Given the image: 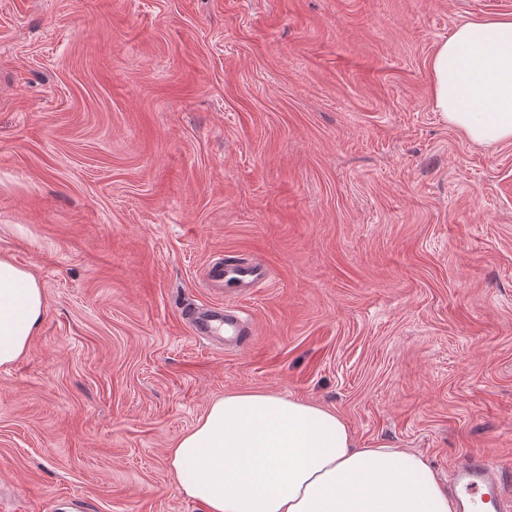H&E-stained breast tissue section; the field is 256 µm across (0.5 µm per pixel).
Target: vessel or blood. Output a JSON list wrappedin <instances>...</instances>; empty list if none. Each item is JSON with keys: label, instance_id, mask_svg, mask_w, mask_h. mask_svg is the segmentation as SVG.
Listing matches in <instances>:
<instances>
[{"label": "vessel or blood", "instance_id": "obj_1", "mask_svg": "<svg viewBox=\"0 0 512 512\" xmlns=\"http://www.w3.org/2000/svg\"><path fill=\"white\" fill-rule=\"evenodd\" d=\"M269 270L258 260L227 256L208 268L211 285L224 286L234 294L247 292L266 281ZM188 320L195 336L212 338L225 333L243 342L253 329L232 304L189 309ZM449 488L458 499L462 512H512V469L487 454L459 456L450 472Z\"/></svg>", "mask_w": 512, "mask_h": 512}]
</instances>
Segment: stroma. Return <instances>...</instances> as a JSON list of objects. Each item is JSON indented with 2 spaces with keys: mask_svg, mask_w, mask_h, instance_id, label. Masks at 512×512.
<instances>
[{
  "mask_svg": "<svg viewBox=\"0 0 512 512\" xmlns=\"http://www.w3.org/2000/svg\"><path fill=\"white\" fill-rule=\"evenodd\" d=\"M512 0H0V257L45 312L0 366L5 512H204L168 450L266 391L361 447L512 465V142L431 103L428 63ZM255 256L241 347L185 308ZM269 277L266 265L254 259L224 256L214 261L206 272L207 281L213 286L227 287L232 295L247 292Z\"/></svg>",
  "mask_w": 512,
  "mask_h": 512,
  "instance_id": "stroma-1",
  "label": "stroma"
}]
</instances>
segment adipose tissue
<instances>
[{"label": "adipose tissue", "mask_w": 512, "mask_h": 512, "mask_svg": "<svg viewBox=\"0 0 512 512\" xmlns=\"http://www.w3.org/2000/svg\"><path fill=\"white\" fill-rule=\"evenodd\" d=\"M432 104L474 142H512V16L470 21L428 64ZM45 311L34 273L0 258V366L24 355ZM205 512H456L418 453L359 447L348 422L272 392L214 400L169 453Z\"/></svg>", "instance_id": "adipose-tissue-1"}]
</instances>
